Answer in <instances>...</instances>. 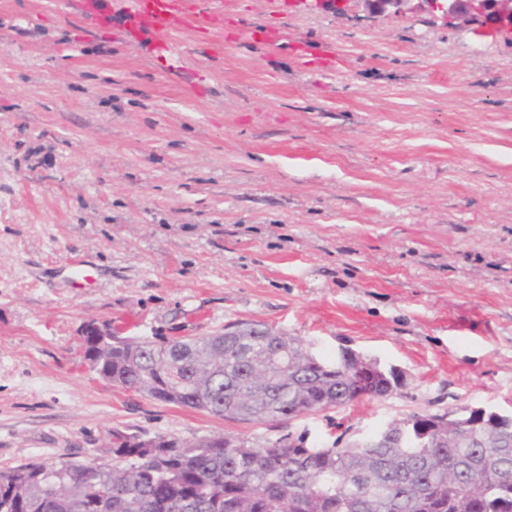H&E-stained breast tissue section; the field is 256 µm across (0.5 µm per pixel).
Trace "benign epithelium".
<instances>
[{"instance_id":"benign-epithelium-1","label":"benign epithelium","mask_w":512,"mask_h":512,"mask_svg":"<svg viewBox=\"0 0 512 512\" xmlns=\"http://www.w3.org/2000/svg\"><path fill=\"white\" fill-rule=\"evenodd\" d=\"M412 1L448 26L470 27L476 33L489 28L512 33V0H360L379 13H398Z\"/></svg>"}]
</instances>
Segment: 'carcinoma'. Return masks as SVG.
<instances>
[{"mask_svg":"<svg viewBox=\"0 0 512 512\" xmlns=\"http://www.w3.org/2000/svg\"><path fill=\"white\" fill-rule=\"evenodd\" d=\"M83 357L114 387L227 420L285 421L393 394L400 374L343 349L243 323L220 334L94 336ZM367 369L372 384L358 393ZM334 448L288 437L112 434V463L0 468V512H512V416L410 414Z\"/></svg>","mask_w":512,"mask_h":512,"instance_id":"1","label":"carcinoma"}]
</instances>
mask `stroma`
<instances>
[{
	"label": "stroma",
	"mask_w": 512,
	"mask_h": 512,
	"mask_svg": "<svg viewBox=\"0 0 512 512\" xmlns=\"http://www.w3.org/2000/svg\"><path fill=\"white\" fill-rule=\"evenodd\" d=\"M227 12L177 76L118 26L0 0V467L108 463L118 430L329 448L412 413L512 412V35L357 0ZM241 26L333 50L336 71H298ZM243 322L402 384L237 422L83 359L92 325L159 340Z\"/></svg>",
	"instance_id": "1"
}]
</instances>
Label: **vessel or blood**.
Here are the masks:
<instances>
[{"label": "vessel or blood", "instance_id": "1", "mask_svg": "<svg viewBox=\"0 0 512 512\" xmlns=\"http://www.w3.org/2000/svg\"><path fill=\"white\" fill-rule=\"evenodd\" d=\"M73 7L101 23L120 16L130 41L152 36L158 51L174 63L182 58L185 36L210 32L224 22L223 0H60V13Z\"/></svg>", "mask_w": 512, "mask_h": 512}]
</instances>
